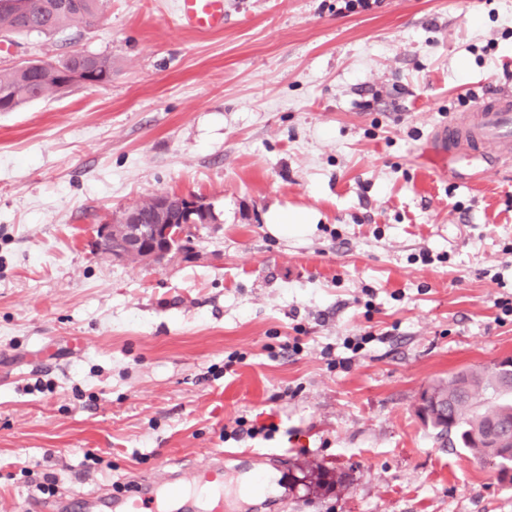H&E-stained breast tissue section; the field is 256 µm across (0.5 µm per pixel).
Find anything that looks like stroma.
Returning <instances> with one entry per match:
<instances>
[{
  "label": "stroma",
  "mask_w": 512,
  "mask_h": 512,
  "mask_svg": "<svg viewBox=\"0 0 512 512\" xmlns=\"http://www.w3.org/2000/svg\"><path fill=\"white\" fill-rule=\"evenodd\" d=\"M7 43L0 67L80 50L112 79L0 112V512L219 453L224 512H512L415 412L512 356V164L430 142L512 82V0H224L205 34L175 0H106ZM158 193L215 223L164 267L94 254ZM275 206L317 221L271 236ZM238 418L278 430L224 438ZM264 466L277 491L240 497ZM316 466L340 483L307 490Z\"/></svg>",
  "instance_id": "stroma-1"
}]
</instances>
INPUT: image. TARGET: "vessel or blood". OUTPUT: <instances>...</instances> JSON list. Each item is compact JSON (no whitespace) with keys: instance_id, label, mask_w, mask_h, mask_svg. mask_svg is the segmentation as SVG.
<instances>
[{"instance_id":"1","label":"vessel or blood","mask_w":512,"mask_h":512,"mask_svg":"<svg viewBox=\"0 0 512 512\" xmlns=\"http://www.w3.org/2000/svg\"><path fill=\"white\" fill-rule=\"evenodd\" d=\"M177 20L183 27L214 31L224 26V0H177ZM430 139L435 154L454 167L475 160H512V92L502 90L482 98L469 111L456 113L436 125ZM197 482L186 486L182 473L166 479L140 476L123 493L104 486L98 490L52 502H34V512H168V501L179 499L181 512H223L224 461L213 460L197 470Z\"/></svg>"}]
</instances>
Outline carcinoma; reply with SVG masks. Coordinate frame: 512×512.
I'll use <instances>...</instances> for the list:
<instances>
[{"label": "carcinoma", "mask_w": 512, "mask_h": 512, "mask_svg": "<svg viewBox=\"0 0 512 512\" xmlns=\"http://www.w3.org/2000/svg\"><path fill=\"white\" fill-rule=\"evenodd\" d=\"M103 5L104 0H0V35H54L90 22ZM77 71L89 79L108 82L112 79V59L74 50L54 61L36 58L26 68H0V112L18 111L72 87L74 82L69 75ZM435 385L448 391V403L456 406L454 432L463 438L483 431L495 419H512L509 391L501 388L495 372L488 367L461 370ZM462 446L479 459L495 461L498 479L512 482L508 477L512 458H499L500 450L483 442L464 440Z\"/></svg>", "instance_id": "cac0c4a2"}]
</instances>
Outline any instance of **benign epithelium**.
Listing matches in <instances>:
<instances>
[{
    "label": "benign epithelium",
    "instance_id": "7a95c632",
    "mask_svg": "<svg viewBox=\"0 0 512 512\" xmlns=\"http://www.w3.org/2000/svg\"><path fill=\"white\" fill-rule=\"evenodd\" d=\"M182 216L169 220L165 212L169 206L168 197L159 194L150 204L158 212L154 224H146L139 211L126 213L119 223L103 224L99 227L95 250L118 262H136L150 266H163L178 257L184 241L193 237L200 222L194 215L202 212V201L192 196H180ZM447 399L440 398L430 389H424L415 406L416 413L426 420L432 414L439 413L448 420ZM487 441L495 448L512 446V425L503 423L493 427Z\"/></svg>",
    "mask_w": 512,
    "mask_h": 512
}]
</instances>
